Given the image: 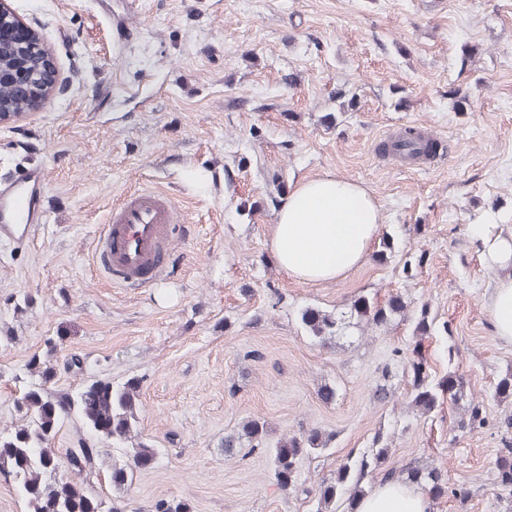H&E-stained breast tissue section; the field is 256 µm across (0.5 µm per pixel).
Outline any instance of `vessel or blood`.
Masks as SVG:
<instances>
[{"label": "vessel or blood", "instance_id": "b4317fda", "mask_svg": "<svg viewBox=\"0 0 512 512\" xmlns=\"http://www.w3.org/2000/svg\"><path fill=\"white\" fill-rule=\"evenodd\" d=\"M47 177L43 167L21 165L0 175V239L29 245L36 225L46 223ZM170 196L135 191L113 208L109 230L97 245V264L117 283L139 285L170 270Z\"/></svg>", "mask_w": 512, "mask_h": 512}]
</instances>
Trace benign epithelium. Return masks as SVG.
I'll return each instance as SVG.
<instances>
[{
	"label": "benign epithelium",
	"mask_w": 512,
	"mask_h": 512,
	"mask_svg": "<svg viewBox=\"0 0 512 512\" xmlns=\"http://www.w3.org/2000/svg\"><path fill=\"white\" fill-rule=\"evenodd\" d=\"M0 0V84L9 83V102L0 103V125L17 120L23 110L52 89V62L35 30Z\"/></svg>",
	"instance_id": "7a95c632"
}]
</instances>
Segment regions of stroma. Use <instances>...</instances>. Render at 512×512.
I'll list each match as a JSON object with an SVG mask.
<instances>
[{
  "label": "stroma",
  "instance_id": "35a3bbf8",
  "mask_svg": "<svg viewBox=\"0 0 512 512\" xmlns=\"http://www.w3.org/2000/svg\"><path fill=\"white\" fill-rule=\"evenodd\" d=\"M8 5L37 30L59 87L0 126V174L42 164L50 205L25 251L0 244V431L21 423L14 375L55 337L51 389L141 381L139 430L157 458L116 486L124 451L103 447L94 481L135 512L173 497L192 512H311L300 491L268 481L265 451L225 454V434L251 418L275 440L335 432L302 462L307 486L380 434L386 466H440L449 483H471L464 507L435 512H503L493 425L512 407L490 391L512 370V342L490 310L501 271L472 229L512 234V0ZM407 128L441 147L416 160L385 152ZM327 174L365 187L383 220L361 265L310 284L275 264L268 238L289 187ZM143 189L178 208L172 269L128 287L101 273L95 244L114 202ZM385 236L394 252L383 262ZM418 255L423 265L406 266ZM397 292L410 312L425 304L448 323L429 368L465 375L490 428L453 440L449 421L421 417L406 397L374 399L412 320L354 326L323 346L298 319L308 305L344 313L358 296Z\"/></svg>",
  "mask_w": 512,
  "mask_h": 512
}]
</instances>
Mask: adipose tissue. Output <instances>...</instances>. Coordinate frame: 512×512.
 Wrapping results in <instances>:
<instances>
[{"mask_svg": "<svg viewBox=\"0 0 512 512\" xmlns=\"http://www.w3.org/2000/svg\"><path fill=\"white\" fill-rule=\"evenodd\" d=\"M381 222L378 206L357 183L324 175L294 184L279 208L269 235L276 264L304 282L340 279L360 265ZM492 263L505 269L491 298L499 336L512 341V234L487 247ZM431 497L400 483H381L360 499L357 512H433Z\"/></svg>", "mask_w": 512, "mask_h": 512, "instance_id": "obj_1", "label": "adipose tissue"}]
</instances>
